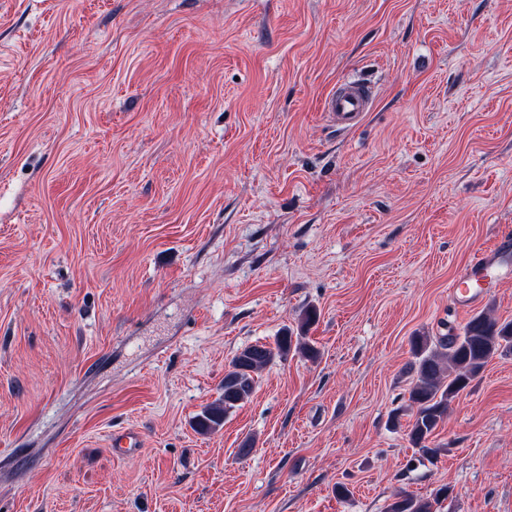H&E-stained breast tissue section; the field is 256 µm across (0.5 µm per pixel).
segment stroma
<instances>
[{
    "label": "stroma",
    "mask_w": 512,
    "mask_h": 512,
    "mask_svg": "<svg viewBox=\"0 0 512 512\" xmlns=\"http://www.w3.org/2000/svg\"><path fill=\"white\" fill-rule=\"evenodd\" d=\"M508 233L512 0H0V512H512V357L405 435L412 337L512 320L448 299ZM371 87L361 81H344L324 99L323 111L340 129H352L373 106ZM315 319V311H307L301 318L296 336H293V330L286 329L277 336L274 345L256 343L235 354L230 363V369L224 374V392L221 398L197 415L196 428L208 433L223 427L227 414L247 401L253 394L258 374L276 359H286L293 350L314 358L317 351L306 341L307 336L303 335ZM450 487L439 488L432 500L418 499L410 494H404L388 505L386 512H435L434 507L441 499L448 497Z\"/></svg>",
    "instance_id": "obj_1"
}]
</instances>
